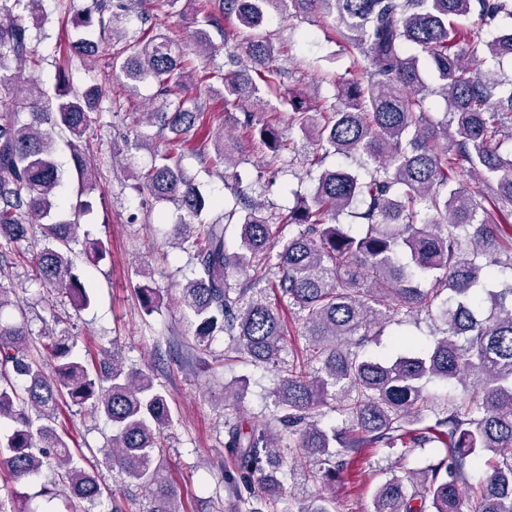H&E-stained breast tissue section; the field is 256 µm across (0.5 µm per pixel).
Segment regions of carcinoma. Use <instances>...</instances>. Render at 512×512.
<instances>
[{"label":"carcinoma","instance_id":"cac0c4a2","mask_svg":"<svg viewBox=\"0 0 512 512\" xmlns=\"http://www.w3.org/2000/svg\"><path fill=\"white\" fill-rule=\"evenodd\" d=\"M44 0H0V239L18 242L37 227L46 241L38 255L43 283L66 294L74 310L91 296L73 272L70 244L77 241L86 207L78 200L59 210L60 176L53 132L69 135L79 191L96 180L81 145L101 99L95 84L75 89L65 71L62 89L49 98L25 74L38 55L30 31L41 26ZM198 25L192 50L154 32L153 16L134 0L123 12L112 0H91L72 22L71 54L97 57L103 40L120 34L123 18L135 14L145 26L112 59V70L134 91L147 78L165 102L146 113L145 131L168 139L203 129L206 109L182 95L190 85L216 79L224 85V107L280 95L288 69L275 64L279 50L255 34L276 12L290 17L333 16L336 40L351 59L339 77L336 101L318 103L304 93L283 98L288 127L311 147L314 189L295 193L286 223L298 227L273 236L276 217L245 192L224 221L239 226L229 249L225 224L203 221L211 202L193 184L171 150L155 155L140 179L157 201L182 211L170 239L195 248L194 277L180 304L196 319L202 350L219 334L256 364L279 367L285 321L279 305L296 310L306 341L303 356L288 364L274 389L278 423L295 437V458L334 481L363 448L446 449L438 463L393 475L375 489L371 512H512V83L480 69L481 56H512V30L482 42L454 24L472 14L488 24L512 17V0H186ZM224 30L236 43L229 62L200 75L189 54L210 57L216 47L206 28ZM430 95L446 104L443 118L426 112ZM242 129L269 151L284 146L269 124L246 120ZM238 142L216 139L215 161L229 168ZM331 155L357 162L358 169L324 166ZM352 216L353 224L340 217ZM92 262L107 255L99 239H85ZM233 273L248 275L238 290ZM263 283L265 287L255 290ZM148 314L153 289L135 288ZM434 315L441 336L423 347L378 357L366 346L391 322L421 312ZM44 350H33L25 316L0 321V463L17 483L36 478L45 465L53 484L72 502L98 503L103 488L95 470L74 459L69 438L55 423L62 407L88 408L112 423L105 463L148 490L150 512H185L176 487L156 456L161 432L172 423L171 407L152 374L129 367L117 349H104L96 365L75 352L73 337L46 333ZM318 368L312 371L310 366ZM461 386L463 394L437 407L427 391L433 381ZM336 401L344 425L325 429L316 409ZM280 437L268 424L229 426L226 448L241 475L257 477L262 496L272 499L279 483L269 467L280 458ZM482 476L473 480V472ZM0 512H33L22 496L0 499ZM288 512H333L320 493Z\"/></svg>","mask_w":512,"mask_h":512}]
</instances>
